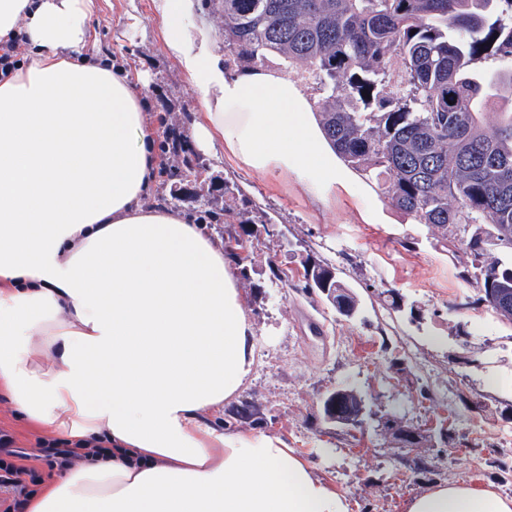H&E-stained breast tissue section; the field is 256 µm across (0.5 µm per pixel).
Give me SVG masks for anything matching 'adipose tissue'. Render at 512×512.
<instances>
[{
    "mask_svg": "<svg viewBox=\"0 0 512 512\" xmlns=\"http://www.w3.org/2000/svg\"><path fill=\"white\" fill-rule=\"evenodd\" d=\"M167 52L203 106L190 134L259 174L336 186L309 102L266 69L228 77L193 0H159ZM94 0H0L28 61L0 80V393L70 442L118 454L63 472L28 512H350L277 435L204 416L255 365L236 271L201 225L145 207L158 131L84 49ZM405 512H512L492 484H438Z\"/></svg>",
    "mask_w": 512,
    "mask_h": 512,
    "instance_id": "ef3b65f1",
    "label": "adipose tissue"
}]
</instances>
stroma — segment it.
I'll return each instance as SVG.
<instances>
[{
    "label": "stroma",
    "mask_w": 512,
    "mask_h": 512,
    "mask_svg": "<svg viewBox=\"0 0 512 512\" xmlns=\"http://www.w3.org/2000/svg\"><path fill=\"white\" fill-rule=\"evenodd\" d=\"M131 15L137 26H129ZM91 27L88 52L124 60L142 99L167 105L169 123L188 132L202 105L165 49L155 0H96ZM187 155L209 163L212 178L237 185L228 205L255 221L261 213L270 218L256 221L251 276L238 283L255 333V365L238 396L206 422L223 428L229 409L250 402L255 422L235 423V430L282 436L346 492L351 512H403L406 499L436 482L474 479L512 495V323L481 302L467 275L469 254L443 251L428 226L344 162L329 192L292 172L259 175L193 147ZM309 256L330 262L357 293V318L344 319L302 288L270 283V261L297 276ZM389 289L399 292L400 310L385 304ZM343 383L374 412L395 410L410 424L448 413L456 447L429 451L428 470L415 473L392 436L368 431L361 441L344 439L319 411L321 397ZM422 385L430 399L419 396ZM466 396L482 408H467ZM0 429L29 453L48 436L3 399Z\"/></svg>",
    "instance_id": "1"
}]
</instances>
